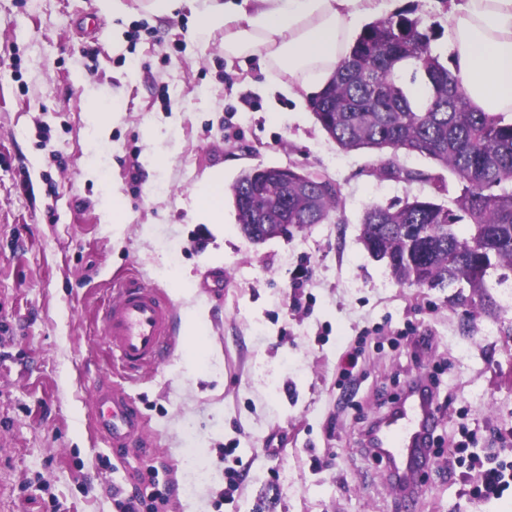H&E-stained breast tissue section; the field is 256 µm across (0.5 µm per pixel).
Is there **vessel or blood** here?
I'll return each instance as SVG.
<instances>
[{
	"label": "vessel or blood",
	"instance_id": "obj_1",
	"mask_svg": "<svg viewBox=\"0 0 512 512\" xmlns=\"http://www.w3.org/2000/svg\"><path fill=\"white\" fill-rule=\"evenodd\" d=\"M114 289L116 300L108 302L100 316L113 362L129 375L164 363L177 330L171 300L135 279L118 281ZM92 402L97 410L95 426L108 446L115 450L133 447L144 418L123 388L115 384L96 387ZM430 423L428 406L422 400H411L377 428L375 442L393 453L423 456L422 436Z\"/></svg>",
	"mask_w": 512,
	"mask_h": 512
}]
</instances>
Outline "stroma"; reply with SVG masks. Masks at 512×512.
<instances>
[{
    "mask_svg": "<svg viewBox=\"0 0 512 512\" xmlns=\"http://www.w3.org/2000/svg\"><path fill=\"white\" fill-rule=\"evenodd\" d=\"M127 5L114 18L96 0H0V512H115L113 487L161 463L175 491L157 512H404L367 431L419 375L436 381L435 424L414 512H512L510 491L476 503L481 468L448 459L461 423L472 452L512 448V271L490 270L489 303L460 305L457 286L397 283L362 241L370 205L453 207L455 175L403 151H341L256 65L225 58L222 33L196 38L188 7ZM396 8L434 27L433 49L446 43L445 0ZM90 100L120 108L94 155ZM387 163L416 179L380 175ZM272 166L330 178L340 221L257 245L232 203L223 223H198L212 170L229 184ZM112 190L117 233L101 214ZM170 262L193 295L160 275ZM125 278L164 292L178 318L203 306L218 355L189 357L182 337L167 362L121 373L98 316ZM103 382L145 419L121 453L89 426ZM101 211L103 215V221L105 224H124V206L117 192L112 190V195L109 194L103 198Z\"/></svg>",
    "mask_w": 512,
    "mask_h": 512,
    "instance_id": "1",
    "label": "stroma"
}]
</instances>
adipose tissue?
Returning <instances> with one entry per match:
<instances>
[{"label":"adipose tissue","instance_id":"1","mask_svg":"<svg viewBox=\"0 0 512 512\" xmlns=\"http://www.w3.org/2000/svg\"><path fill=\"white\" fill-rule=\"evenodd\" d=\"M189 2L200 39L224 34L227 59L259 58L279 91L313 95L327 85L358 27L392 11L396 0H145L169 16ZM450 73L475 110L512 113V0H450ZM204 224L224 221L223 172L213 170L193 197Z\"/></svg>","mask_w":512,"mask_h":512}]
</instances>
